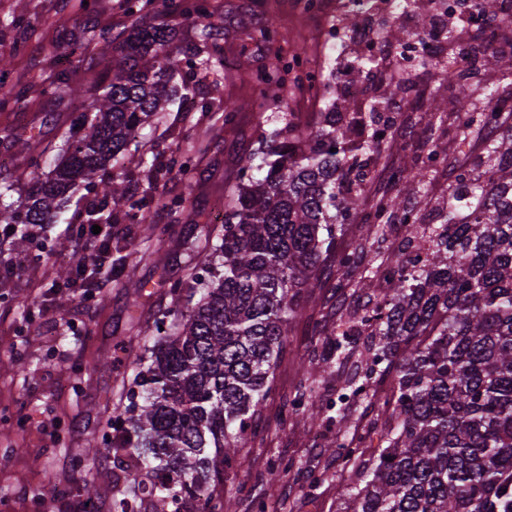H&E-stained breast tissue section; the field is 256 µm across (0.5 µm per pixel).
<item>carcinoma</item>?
Returning a JSON list of instances; mask_svg holds the SVG:
<instances>
[{
    "label": "carcinoma",
    "instance_id": "cac0c4a2",
    "mask_svg": "<svg viewBox=\"0 0 512 512\" xmlns=\"http://www.w3.org/2000/svg\"><path fill=\"white\" fill-rule=\"evenodd\" d=\"M168 0H122L131 13L158 23L136 29L124 40L104 39L112 48L107 83L73 88V104L93 99L95 108L73 114L61 140V159L37 181L27 204L15 206L12 186L0 184V224L13 228L11 246L20 252L34 239L33 228L61 211L77 183L97 186L104 201L91 217L109 224L121 214L143 224L144 199L130 191L132 174L118 161L134 134L178 95L169 72L193 46H173L164 22ZM403 8L421 17L419 33L431 21L423 0ZM187 18L213 16L208 0H191ZM486 65L512 72V53H484ZM0 57V109L20 98ZM381 61L358 56L351 75L362 82ZM446 79L460 83L459 95L429 109L457 114L463 137L482 141L480 174L463 169L442 203L437 227L409 219L406 196L425 189L434 171L400 162L391 168L392 192L364 194L382 153L394 144L381 123L351 110L353 99H329L315 126H302L284 113L283 128L262 135L224 202L222 236L183 279L168 283L170 308L152 332L139 331L127 404L112 424L122 423L117 448L88 446L85 458L113 455L133 461L127 485L112 498V512H227L224 500L207 493L235 470L240 449L257 434L255 417L272 390L275 370L304 294L318 287L316 272L335 266L331 284L344 293L355 277L372 291L374 307L357 319L379 337L370 365L353 387L361 399L377 396L391 378L393 390L378 416L364 428L344 409L330 443L350 482L336 495L350 512H512V127L496 137L486 127L496 119L490 106L472 99L464 70L454 58L441 63ZM292 88L273 70L256 77L255 96L279 109ZM164 173L189 176L185 151H173ZM350 224L405 225L406 245L383 251V235L357 238L341 251L336 238ZM368 274L359 275L368 253ZM342 322H312L332 352L312 353L302 369L313 374L341 364L350 353L339 337ZM321 414L298 391L279 412L280 424L314 425ZM377 442L365 456L364 441ZM296 467L278 455L267 463L266 481L280 482ZM118 482L113 469H98L77 489L96 508L99 483Z\"/></svg>",
    "mask_w": 512,
    "mask_h": 512
}]
</instances>
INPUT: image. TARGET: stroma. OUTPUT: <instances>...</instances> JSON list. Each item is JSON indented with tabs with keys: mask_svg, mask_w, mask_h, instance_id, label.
I'll return each instance as SVG.
<instances>
[{
	"mask_svg": "<svg viewBox=\"0 0 512 512\" xmlns=\"http://www.w3.org/2000/svg\"><path fill=\"white\" fill-rule=\"evenodd\" d=\"M211 2L215 18L205 31L177 11L166 16L176 32L177 46L206 45L211 58L207 64L173 72L172 84L187 85L191 95L158 113L138 132L127 153L135 164L179 147L194 150L190 177L165 175L153 185L143 178L132 186L136 195L149 189L157 197L149 205L148 220L165 238V265L154 261L155 242L148 239L146 225L121 223L113 225L109 244L137 250L135 265L115 270L109 287L91 298L55 287L56 269L76 261L73 250L59 251L58 241L74 240L79 232L77 217L103 202L97 188L82 183L70 192L52 223L35 227L41 261L24 262L10 247L0 248V279L5 282L0 288V359L17 362L11 371L0 370V502L12 503L14 512L36 504L34 478L51 485H76L87 471L111 466L108 456L84 461L79 470L71 468L70 460L92 439L120 445L121 433L113 428L112 418L124 408L131 364L140 352L132 336L152 325L167 308V283L186 274L190 246L204 243L202 225L220 229L215 216L223 211L240 166L255 151L259 129L280 126L275 111L245 109L234 127H225L221 118L225 102L250 97L258 72L268 66L274 51L293 52L299 42L305 58L316 62L323 73L351 63V54L328 55L320 39L321 20L298 17L294 0H279L275 17L279 40L273 49L244 38L224 21L229 6L259 22L267 12L266 0ZM20 10L34 28L31 41L40 45L38 54L12 52L21 33L10 20ZM138 23V17L120 8L119 0H93L89 6L82 0H0V55L10 57L8 79L22 93L16 106L0 110V182L14 184L15 201H26L32 174L29 152L18 151L14 140L28 141L30 151L37 152L58 143L69 120L68 103L55 92L60 74H67L73 85H100L108 65L101 52L104 37H125ZM400 91L414 104L397 135L407 152L388 156V163H399L406 155L421 164L420 143L441 134L449 148L458 147L455 115L438 114L430 124L420 119V107L430 96L456 95V82L425 68ZM336 275L335 269L325 270L321 288L306 299L258 419L259 434L240 451V467L211 487L213 495L220 496L226 486L247 481L251 498L231 501V512H255L257 498L276 504L277 512H341L336 485L348 473L326 450L336 435L335 426L326 421L310 429L299 421L285 426L277 421L282 404L299 388H316L314 405L327 410L331 399L321 395V388L341 386L343 378L361 373L365 366L372 338L363 330L351 344V359L340 370L309 377L300 368L301 360L317 345L312 320L335 321L344 312L368 304L367 294L358 287L334 293L329 282ZM281 453L294 458L301 472L268 485L267 462ZM313 476L320 484L309 495L304 487Z\"/></svg>",
	"mask_w": 512,
	"mask_h": 512,
	"instance_id": "35a3bbf8",
	"label": "stroma"
}]
</instances>
